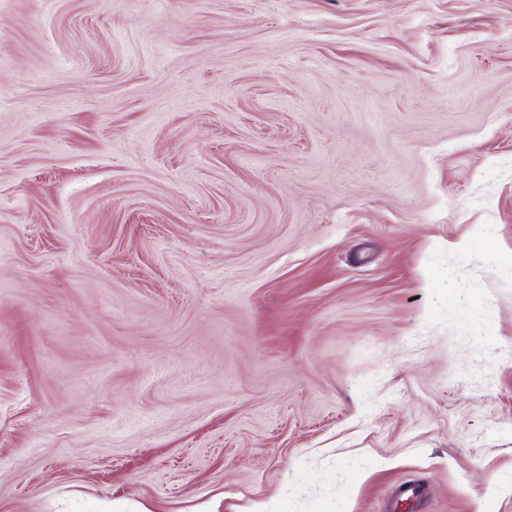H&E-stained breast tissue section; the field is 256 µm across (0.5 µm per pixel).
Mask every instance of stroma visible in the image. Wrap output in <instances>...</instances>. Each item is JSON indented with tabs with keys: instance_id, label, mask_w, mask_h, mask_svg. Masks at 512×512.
I'll return each mask as SVG.
<instances>
[{
	"instance_id": "35a3bbf8",
	"label": "stroma",
	"mask_w": 512,
	"mask_h": 512,
	"mask_svg": "<svg viewBox=\"0 0 512 512\" xmlns=\"http://www.w3.org/2000/svg\"><path fill=\"white\" fill-rule=\"evenodd\" d=\"M510 347L512 0H0V512H512Z\"/></svg>"
}]
</instances>
